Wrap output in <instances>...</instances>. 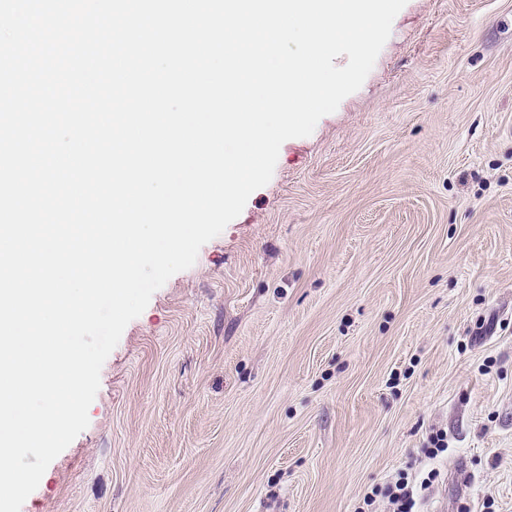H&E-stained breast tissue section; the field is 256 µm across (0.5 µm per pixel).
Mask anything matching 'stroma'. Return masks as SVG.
<instances>
[{"label": "stroma", "instance_id": "1", "mask_svg": "<svg viewBox=\"0 0 512 512\" xmlns=\"http://www.w3.org/2000/svg\"><path fill=\"white\" fill-rule=\"evenodd\" d=\"M88 415L21 512H512V0H407ZM417 489L407 478L400 477L387 490L389 512H414Z\"/></svg>", "mask_w": 512, "mask_h": 512}]
</instances>
